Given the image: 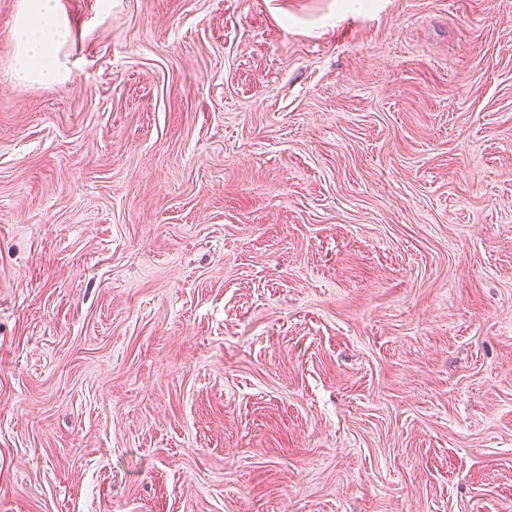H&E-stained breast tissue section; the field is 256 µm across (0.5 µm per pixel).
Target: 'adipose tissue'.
Listing matches in <instances>:
<instances>
[{"mask_svg": "<svg viewBox=\"0 0 512 512\" xmlns=\"http://www.w3.org/2000/svg\"><path fill=\"white\" fill-rule=\"evenodd\" d=\"M70 38L60 0H22L12 29L16 79L42 86L54 84L61 76V50Z\"/></svg>", "mask_w": 512, "mask_h": 512, "instance_id": "obj_1", "label": "adipose tissue"}]
</instances>
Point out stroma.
Segmentation results:
<instances>
[{"label":"stroma","mask_w":512,"mask_h":512,"mask_svg":"<svg viewBox=\"0 0 512 512\" xmlns=\"http://www.w3.org/2000/svg\"><path fill=\"white\" fill-rule=\"evenodd\" d=\"M0 0V512H512V0ZM70 38L60 0H22L12 29L16 79L42 86L54 84L61 77V50Z\"/></svg>","instance_id":"stroma-1"}]
</instances>
